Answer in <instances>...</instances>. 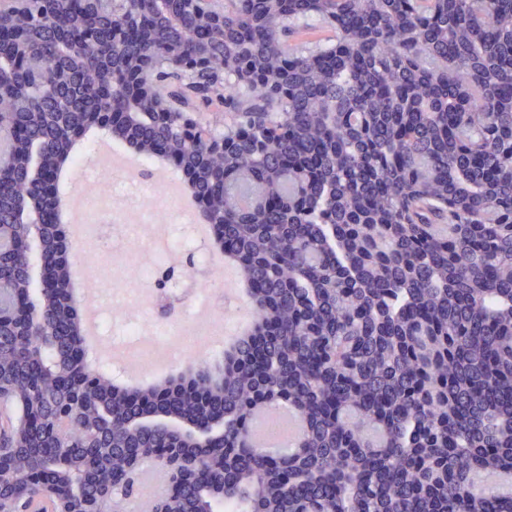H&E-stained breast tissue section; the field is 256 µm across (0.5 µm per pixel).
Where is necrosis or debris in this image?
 <instances>
[{"mask_svg":"<svg viewBox=\"0 0 512 512\" xmlns=\"http://www.w3.org/2000/svg\"><path fill=\"white\" fill-rule=\"evenodd\" d=\"M84 180L107 185L106 192L80 197L77 237L84 269L97 280L95 300L112 320L125 361L138 363L151 382L163 367L221 353L222 335L244 315L224 288V264L210 252L192 207L160 191L144 158L106 177L87 168ZM188 253L205 279L185 290L179 318L170 322L155 313L159 287Z\"/></svg>","mask_w":512,"mask_h":512,"instance_id":"necrosis-or-debris-1","label":"necrosis or debris"}]
</instances>
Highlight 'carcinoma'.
<instances>
[{
	"label": "carcinoma",
	"instance_id": "obj_1",
	"mask_svg": "<svg viewBox=\"0 0 512 512\" xmlns=\"http://www.w3.org/2000/svg\"><path fill=\"white\" fill-rule=\"evenodd\" d=\"M211 26L181 0H112L97 15L80 0H46L51 25L28 21L29 47L60 84L53 96L8 77L0 100L25 139L8 148L0 221L26 237L27 170L39 150L76 164L70 130L104 108L112 138L147 159L163 154L188 176L198 216L238 259L260 347L224 352V448H198L167 428L128 433L137 406L95 385L82 414L50 415L49 430L17 440V507L35 508L26 467L34 447L68 455L91 495L122 464L116 448H180L224 457L223 499L180 486V512L233 500L240 512H512L474 477L512 472V0H222ZM143 15L147 39L115 45L112 24ZM314 18L330 45L305 46ZM84 26L92 45L61 41ZM208 49L193 75L150 73L163 116L126 123L121 91L158 53ZM188 112L224 125L183 136ZM224 140V153L209 148ZM61 229L41 246L0 256V300L26 296L34 262L67 272ZM31 306L67 325L65 295ZM63 330L44 352L38 384L77 365ZM167 379L147 395L204 408ZM31 366L0 347L3 440L22 407L35 408ZM275 405L302 423L295 450L264 456L254 418Z\"/></svg>",
	"mask_w": 512,
	"mask_h": 512
}]
</instances>
